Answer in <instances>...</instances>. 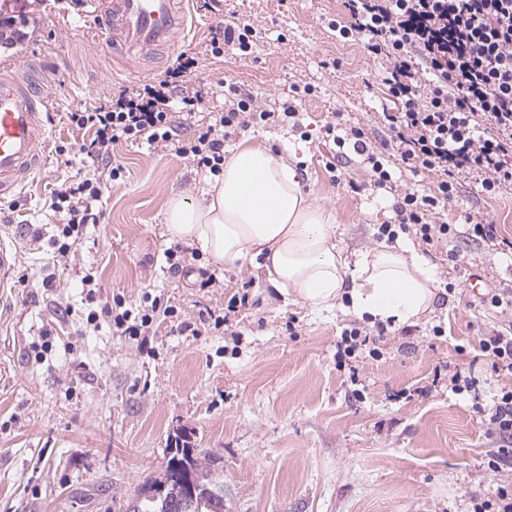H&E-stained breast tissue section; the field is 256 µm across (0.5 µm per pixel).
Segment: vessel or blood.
<instances>
[{"label":"vessel or blood","mask_w":512,"mask_h":512,"mask_svg":"<svg viewBox=\"0 0 512 512\" xmlns=\"http://www.w3.org/2000/svg\"><path fill=\"white\" fill-rule=\"evenodd\" d=\"M88 31L96 50L109 49L130 74L154 55L175 52L189 25L186 0H92ZM55 99L12 69L0 70V199L14 196L43 167L45 122ZM17 255L0 242V288L14 277Z\"/></svg>","instance_id":"obj_1"}]
</instances>
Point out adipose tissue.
<instances>
[{
    "instance_id": "1",
    "label": "adipose tissue",
    "mask_w": 512,
    "mask_h": 512,
    "mask_svg": "<svg viewBox=\"0 0 512 512\" xmlns=\"http://www.w3.org/2000/svg\"><path fill=\"white\" fill-rule=\"evenodd\" d=\"M166 231L219 268L261 263L265 283L286 301L318 310L345 302L370 322L405 326L434 303L435 277L424 255L400 243L344 251L334 211L303 192L296 165L248 138L200 202L170 198Z\"/></svg>"
}]
</instances>
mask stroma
Masks as SVG:
<instances>
[{"instance_id":"obj_1","label":"stroma","mask_w":512,"mask_h":512,"mask_svg":"<svg viewBox=\"0 0 512 512\" xmlns=\"http://www.w3.org/2000/svg\"><path fill=\"white\" fill-rule=\"evenodd\" d=\"M40 10L26 57L63 55L70 68L41 72L58 91L59 107L48 117L52 149L45 168L0 211V237L17 253L14 279L0 292V512H124L158 476L181 432L218 456L227 512H469L472 495L491 494L501 476L486 466L492 443L472 412L474 397L452 394L436 373L470 371L486 402L501 386L479 341L512 314L482 307L469 280L482 279L487 293L512 289V256L462 240L430 249L437 281L456 290L438 295L411 333L389 327L381 357L358 362V401L336 365V343L355 313L284 303L253 266L216 270L200 256L170 270L167 202L174 195L200 201L209 178L189 160L145 144L113 145L126 176L108 183L103 222L87 225L69 253H55L48 240L61 217L51 208L53 192L92 172L65 115L138 79L111 54L65 38L87 8L46 0ZM195 18L181 49L197 66L183 87L205 90L206 110L223 106L228 82L263 109L295 88L313 89L299 105L301 128L259 126L232 134L225 149L249 135L282 150L299 164L310 198L335 211L343 247H375L393 198L351 192L347 180L366 178L357 164L333 177V149L321 134L339 112L379 151H393L377 119L391 104L377 63L330 26L346 20L345 0H221ZM214 19L251 25L250 55L212 57L206 44ZM63 143L69 152L57 155ZM474 212L512 242V194L488 197L463 181L446 218L461 224ZM203 270L215 273L213 287H200ZM88 273L98 284L92 303L80 284ZM147 295L173 311L147 343L87 321L94 303L118 297L135 309ZM232 300L235 333L228 336L215 320ZM186 323L191 331H183ZM438 324L440 336L431 332Z\"/></svg>"}]
</instances>
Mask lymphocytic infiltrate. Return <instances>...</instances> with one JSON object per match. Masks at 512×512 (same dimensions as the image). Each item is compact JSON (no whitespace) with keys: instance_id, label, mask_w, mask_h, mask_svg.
I'll use <instances>...</instances> for the list:
<instances>
[{"instance_id":"obj_1","label":"lymphocytic infiltrate","mask_w":512,"mask_h":512,"mask_svg":"<svg viewBox=\"0 0 512 512\" xmlns=\"http://www.w3.org/2000/svg\"><path fill=\"white\" fill-rule=\"evenodd\" d=\"M347 21H334L342 38L361 42L378 61V78L396 106L378 120L391 134L399 159L410 172H435L433 191L419 194L398 188L384 154L366 140L361 128L330 122L324 135L338 158L359 156L367 179L351 183L352 192L371 190L393 195V218L380 224L379 237L395 241L399 235L434 246L463 238L495 242V225L467 216L465 223L443 220L462 180L470 178L481 193L512 192V0H347ZM250 25L234 21L213 28L209 47L219 57L231 47L241 55L252 50ZM197 61L178 55L163 78L120 90L93 108L67 113L73 130L88 134L81 150L94 167L92 177L54 192L51 207L63 217L59 234L51 241L67 254L70 241L85 225L99 223V203L108 182L124 174L113 162L112 147L119 142L165 146L189 159L197 169L218 176L224 171V141L232 133L257 126L283 125L299 120L295 101L278 109L258 108L252 95L236 84L224 91V109L211 113L193 138L181 137V128L196 117L204 97L182 87V77ZM159 311L158 303L141 310L123 302L90 312L87 321L106 319L124 336H141ZM480 349L492 371L505 378L490 406L475 411L486 436L498 448L487 462L489 470H512V325L483 337Z\"/></svg>"}]
</instances>
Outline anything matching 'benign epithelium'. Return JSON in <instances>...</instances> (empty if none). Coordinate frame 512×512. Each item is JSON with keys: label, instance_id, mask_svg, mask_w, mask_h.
<instances>
[{"label": "benign epithelium", "instance_id": "7a95c632", "mask_svg": "<svg viewBox=\"0 0 512 512\" xmlns=\"http://www.w3.org/2000/svg\"><path fill=\"white\" fill-rule=\"evenodd\" d=\"M152 492L162 495L168 512H223L222 499L210 495L205 477L185 463L176 472H161Z\"/></svg>", "mask_w": 512, "mask_h": 512}]
</instances>
